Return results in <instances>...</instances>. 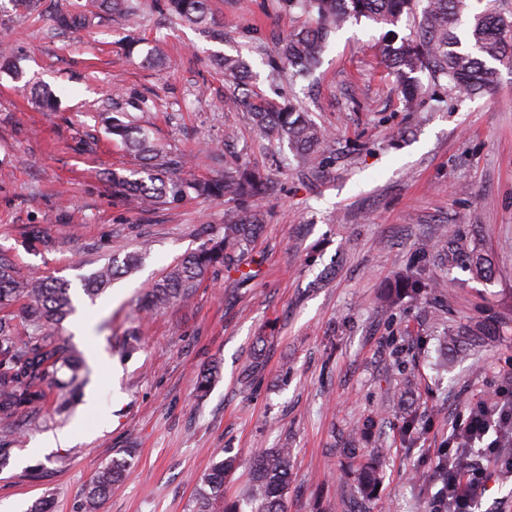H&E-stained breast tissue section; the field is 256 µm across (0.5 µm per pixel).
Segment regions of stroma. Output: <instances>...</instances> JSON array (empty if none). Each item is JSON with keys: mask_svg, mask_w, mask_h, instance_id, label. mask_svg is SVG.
<instances>
[{"mask_svg": "<svg viewBox=\"0 0 512 512\" xmlns=\"http://www.w3.org/2000/svg\"><path fill=\"white\" fill-rule=\"evenodd\" d=\"M54 0L41 15L0 11V44L24 76L0 72V251L22 274L69 281L77 305L59 338L83 351L90 368L82 404L61 408L52 391L40 409L14 421L19 437L0 458V512H28L39 499L52 512H82L92 476L129 457L102 512H189L195 480L213 462L237 457L224 484L231 500L245 488L249 461L287 443L293 453L288 512H349L341 496V459L331 449L367 416H377L386 446L385 477L369 512H432L440 486L429 474L448 438L480 396L512 388V63L499 64L494 95L469 96L420 73L424 98L406 109L382 47L391 34L369 20L330 34L311 79L289 84L268 61L279 38L307 22L279 0H212L224 29L213 39L142 0L141 43L99 14L81 30H56ZM162 42L166 59L145 58ZM242 53L253 83L294 99L331 136L321 173L298 166L287 145L270 144L249 114L224 104L220 54ZM54 108L40 107L39 90ZM127 112L176 155H195L181 177L217 178L203 152H224L269 184L267 214L248 255L253 277L210 272L187 304L158 315L142 301L166 268L221 235L242 214L232 196L183 200L145 212L112 192V175L140 169L105 120ZM481 225L497 276L483 285L445 284L424 249L452 229ZM50 237L30 251L31 227ZM147 249L142 267L96 300L82 280L106 263L114 245ZM425 268L427 293L393 308L377 300L382 284ZM441 302L461 322L497 318L502 339L434 376L426 355L416 371L424 433L407 444L390 386L405 331L427 336L428 304ZM266 336L265 367L249 387L240 372L256 336ZM222 375L204 400L196 378L211 361ZM68 430V445L39 451L40 440Z\"/></svg>", "mask_w": 512, "mask_h": 512, "instance_id": "obj_1", "label": "stroma"}]
</instances>
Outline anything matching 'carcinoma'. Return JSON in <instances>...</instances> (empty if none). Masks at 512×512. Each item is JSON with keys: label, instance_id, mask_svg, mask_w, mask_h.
Returning <instances> with one entry per match:
<instances>
[{"label": "carcinoma", "instance_id": "obj_1", "mask_svg": "<svg viewBox=\"0 0 512 512\" xmlns=\"http://www.w3.org/2000/svg\"><path fill=\"white\" fill-rule=\"evenodd\" d=\"M112 16L127 25H135L139 17V0H102ZM284 7L294 8L302 3L313 14V22L289 35L280 49V67H289L291 80L307 77L319 63L330 33L347 20L365 18L376 23L395 26L404 15L417 19L415 35L400 45H386L383 57L399 82L406 108L418 101L417 73L427 70L434 77L447 79L448 84L466 94L478 95L493 91L499 80L492 61L512 59V19L487 7L471 12L469 0H281ZM162 7L181 23L201 28L214 37L222 35L221 26L212 17L207 0H163ZM468 17L464 31H459L463 17ZM52 20L63 31L78 29L89 23V16L64 5L56 7ZM470 49H462V42ZM224 72L230 94L225 102L231 107L247 109L257 128L273 140L287 141L297 160L306 168L321 169L326 165V132L299 112L291 103H280L248 87L251 67L240 54H224L216 60ZM110 133L119 138L131 153L146 164L123 175L112 173V188L124 201L150 210L175 203L189 193L199 197L220 199L226 195L245 203L264 190L260 174L245 167L224 171V177L188 182L177 175L185 162L170 156L163 144L153 139L148 130L132 124L113 121ZM264 213L247 209L233 223L224 225L221 236H209L201 246L187 253L169 267L146 295L143 309L159 313L177 302H187L200 282L212 269H240L242 257L254 242ZM142 254L126 252L122 247L112 251V260L84 279L83 291L95 299L112 286V282L134 271ZM433 264L448 274L460 270L470 279L488 284L495 278L493 258L481 244L480 231L453 232L433 246ZM425 272L416 269L400 277L389 289L386 300L393 305L403 296L418 293L425 287ZM74 311L70 284L51 278L22 275L9 256L0 252V437L14 435L12 420L22 411L44 402L45 387L57 372H70L67 382L68 404L78 395L88 367L83 357L65 344H55L47 338L55 335L59 326ZM430 324L443 327L438 337L439 367L446 369L460 356L473 348L495 344L497 338L483 324H462L445 312L433 308ZM264 337L256 341L254 355L242 371L243 385L252 384L262 369ZM416 355L395 363L397 384L393 395L399 401L403 415V432L418 439L423 425L416 402L408 400L416 388L411 372ZM220 375V365L213 363L203 369L197 379L198 393L206 394ZM374 427L367 418L352 427L339 448L340 457L348 470V482L342 487L350 507L364 509L372 500L382 480L381 460L385 448L378 442L371 448L364 442ZM459 445L455 464L463 469L471 464L468 437L454 435ZM235 466L232 458L221 459L196 481L194 506L191 512H287V493L292 475L290 448H268L252 463L250 483L240 499L224 502V479ZM128 470V461L116 459L103 468L89 483L84 512H100L112 483Z\"/></svg>", "mask_w": 512, "mask_h": 512}]
</instances>
